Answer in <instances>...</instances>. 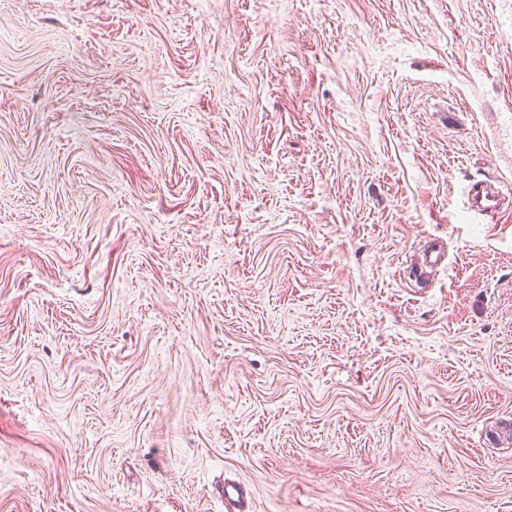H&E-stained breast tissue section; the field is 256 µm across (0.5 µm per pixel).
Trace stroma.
I'll return each mask as SVG.
<instances>
[{"instance_id":"obj_1","label":"stroma","mask_w":512,"mask_h":512,"mask_svg":"<svg viewBox=\"0 0 512 512\" xmlns=\"http://www.w3.org/2000/svg\"><path fill=\"white\" fill-rule=\"evenodd\" d=\"M512 0H0V512H512ZM504 199L499 187L483 181L472 182L466 188L467 207L476 215L493 217L500 213Z\"/></svg>"}]
</instances>
